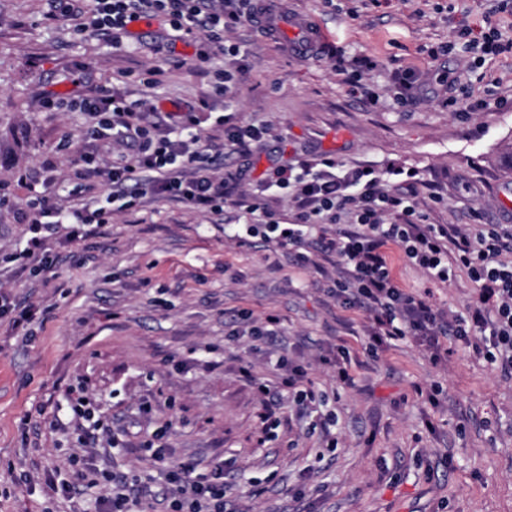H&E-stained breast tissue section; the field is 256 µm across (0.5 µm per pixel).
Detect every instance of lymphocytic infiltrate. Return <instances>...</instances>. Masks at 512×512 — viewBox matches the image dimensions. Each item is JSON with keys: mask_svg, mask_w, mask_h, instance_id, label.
I'll list each match as a JSON object with an SVG mask.
<instances>
[{"mask_svg": "<svg viewBox=\"0 0 512 512\" xmlns=\"http://www.w3.org/2000/svg\"><path fill=\"white\" fill-rule=\"evenodd\" d=\"M91 20L74 26L76 34L88 32L107 38L119 47L129 34L131 23L157 16L167 17L181 41L193 43L194 67H212L214 94L223 95L235 87L241 69L217 65V56H237V47H225V34L244 24L256 23L270 11L266 0H92ZM48 108L70 106L89 117L88 136L104 147L117 148L111 163L93 153L82 154L75 176L78 193L107 192L109 200L136 199L151 195L158 200L174 199L203 212L223 211L230 188L241 180L240 173H210L206 162L211 145L200 138L181 139L171 130L148 124L145 101L129 100L119 92L91 89L67 99L48 97ZM419 173L391 167L379 170L359 166L338 170L335 158L322 157L317 164H301L299 172L285 167L272 169L260 190L275 193L292 189L298 210L297 223L246 225L247 235L291 250L304 248L308 238L318 240L320 254L336 265V275L327 288L330 297L363 309L370 325L367 351L377 356L395 342L409 338L426 343L434 354L461 348L471 357L512 379V232L499 224H431L418 208ZM350 223H340L341 214ZM31 236L21 258L24 266L49 270L48 240L58 225H70L69 241L82 237L88 224L108 221L104 208L90 204L67 208L49 206L46 198L34 197L21 211ZM394 223H385V216ZM336 221L335 230L323 228L324 220ZM399 252L434 282L445 284L457 272H465L477 293L466 311L448 315L425 296L402 288L393 272L389 247ZM280 390L251 371H244L246 383L258 397V418L262 426L280 423L286 402L302 412L312 413L310 429L329 432L334 417H319L322 395L304 385L306 370L289 358H282ZM193 467L167 466V483L176 485V496H161L149 481L129 486L121 475L85 467L75 482H60L56 490L71 496L75 484L93 488L108 483L99 499L101 512H133L143 498L161 501L162 512H227L224 473L212 480L193 476Z\"/></svg>", "mask_w": 512, "mask_h": 512, "instance_id": "1", "label": "lymphocytic infiltrate"}]
</instances>
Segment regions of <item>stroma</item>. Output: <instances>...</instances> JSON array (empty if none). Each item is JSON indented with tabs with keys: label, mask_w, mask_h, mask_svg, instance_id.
<instances>
[{
	"label": "stroma",
	"mask_w": 512,
	"mask_h": 512,
	"mask_svg": "<svg viewBox=\"0 0 512 512\" xmlns=\"http://www.w3.org/2000/svg\"><path fill=\"white\" fill-rule=\"evenodd\" d=\"M498 0H277L278 8L315 21L326 43L348 55L375 56L362 75L381 95L370 109L351 93L322 55L298 58L257 27L226 35L240 46L245 73L231 93L211 92V77L194 70L193 47L177 42L162 19L130 25L125 47L112 49L69 21H48L52 0H0V287L16 304L35 305L43 324L25 341L0 323V512H85L100 491L68 502L46 484L54 470L74 472L73 456L91 447L100 427L122 435L94 463L106 472L153 476L166 489L161 465L142 444L164 431L172 464L206 474L224 467L231 512H512V380L464 351L433 363L405 340L379 359L351 363L352 384L321 358L338 346L358 353L367 342L365 314L328 296L313 264L315 247L296 254L243 227L258 215L228 200L211 214L176 201L145 198L111 205L109 223L89 225L77 244L55 242L47 276L20 272L29 236L17 220L33 193L20 171L50 158L53 200L66 205L76 185L74 163L95 149L85 113L49 110L47 94L66 97L90 87L146 100L155 122L174 107L209 97L211 108L187 130L223 139L215 120L234 114L267 126L249 153L225 146L224 166L245 168L251 186L275 167L299 166L331 154L344 167L394 165L419 171L420 207L432 224H511L500 200L512 194V49L486 57L478 72L469 54L433 48L456 38L461 23L480 29L496 10L504 41L512 42V11ZM413 68V103L399 106L395 76ZM163 70L149 86L152 70ZM457 76L439 82L438 73ZM486 100L456 112L451 97ZM405 288L429 290L449 314L475 295L466 275L445 284L393 253ZM280 320L281 349H251L243 320ZM303 363L316 392L328 394L337 441L323 461L321 433H308L295 408L268 433L239 372L279 382L281 354ZM87 397L95 419L74 429L72 400ZM151 402L152 415L139 413Z\"/></svg>",
	"instance_id": "35a3bbf8"
}]
</instances>
